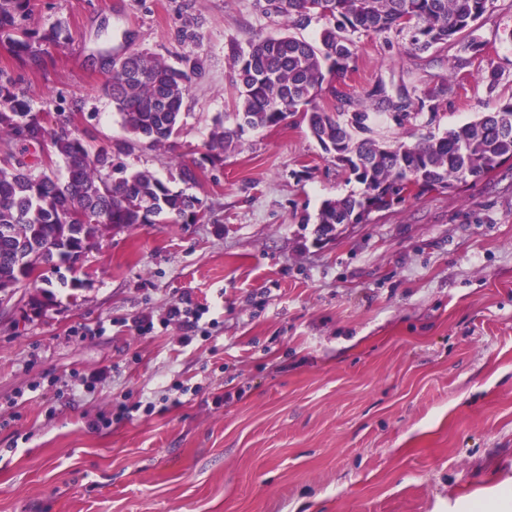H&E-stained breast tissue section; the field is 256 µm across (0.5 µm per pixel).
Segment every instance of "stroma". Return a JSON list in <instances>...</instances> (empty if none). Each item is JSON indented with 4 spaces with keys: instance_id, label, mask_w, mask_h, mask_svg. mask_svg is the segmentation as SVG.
I'll use <instances>...</instances> for the list:
<instances>
[{
    "instance_id": "obj_1",
    "label": "stroma",
    "mask_w": 512,
    "mask_h": 512,
    "mask_svg": "<svg viewBox=\"0 0 512 512\" xmlns=\"http://www.w3.org/2000/svg\"><path fill=\"white\" fill-rule=\"evenodd\" d=\"M57 23L68 38L40 68L0 45V69L47 120L80 103L101 141L124 136L111 59L198 56L176 148L125 158L162 178L216 115L234 123L229 43L279 30L255 0H37L29 28ZM507 28L512 0H493L474 32L497 84L478 59L449 75L452 47L404 60L382 34L360 36L347 89L447 85L438 116L374 123L442 135L512 99ZM360 191L295 115L245 130L191 187L207 222L104 235L40 314L17 292L0 310V512H471L512 491V160L318 236L322 202ZM185 301L196 327L166 325Z\"/></svg>"
}]
</instances>
